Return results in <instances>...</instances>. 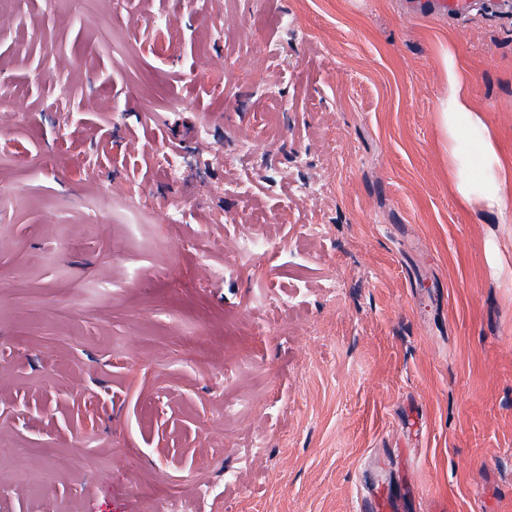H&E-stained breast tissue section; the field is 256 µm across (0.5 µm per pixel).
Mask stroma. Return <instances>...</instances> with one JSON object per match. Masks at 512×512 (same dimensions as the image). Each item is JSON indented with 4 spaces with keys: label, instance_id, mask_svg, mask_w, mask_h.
<instances>
[{
    "label": "stroma",
    "instance_id": "1",
    "mask_svg": "<svg viewBox=\"0 0 512 512\" xmlns=\"http://www.w3.org/2000/svg\"><path fill=\"white\" fill-rule=\"evenodd\" d=\"M446 47L512 162V0H0V512H354L379 470L512 512V192L453 188ZM421 9L431 10L439 15L461 17L472 8L471 0H427L418 2Z\"/></svg>",
    "mask_w": 512,
    "mask_h": 512
}]
</instances>
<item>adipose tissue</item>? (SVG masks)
<instances>
[{
	"instance_id": "1",
	"label": "adipose tissue",
	"mask_w": 512,
	"mask_h": 512,
	"mask_svg": "<svg viewBox=\"0 0 512 512\" xmlns=\"http://www.w3.org/2000/svg\"><path fill=\"white\" fill-rule=\"evenodd\" d=\"M448 96L439 104V120L448 140L450 174L465 203L479 202L488 210L500 207L512 188V167L505 164L481 114L469 105L468 79L452 51H444ZM468 149H461V142Z\"/></svg>"
}]
</instances>
